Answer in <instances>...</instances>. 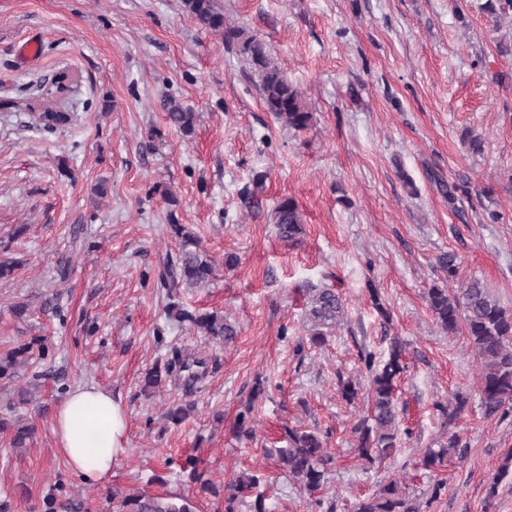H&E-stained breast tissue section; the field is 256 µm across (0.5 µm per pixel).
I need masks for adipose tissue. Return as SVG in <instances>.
<instances>
[{
  "instance_id": "ef3b65f1",
  "label": "adipose tissue",
  "mask_w": 512,
  "mask_h": 512,
  "mask_svg": "<svg viewBox=\"0 0 512 512\" xmlns=\"http://www.w3.org/2000/svg\"><path fill=\"white\" fill-rule=\"evenodd\" d=\"M127 423L122 406L95 385L69 391L55 413L56 445L70 470L85 480H107L126 451Z\"/></svg>"
}]
</instances>
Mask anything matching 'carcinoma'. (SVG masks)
<instances>
[{"label":"carcinoma","mask_w":512,"mask_h":512,"mask_svg":"<svg viewBox=\"0 0 512 512\" xmlns=\"http://www.w3.org/2000/svg\"><path fill=\"white\" fill-rule=\"evenodd\" d=\"M185 7L197 23L224 36V43L235 44L254 70L265 109L275 115L285 126L294 130L306 129L312 119L301 89L288 78L273 60L264 42L250 36L241 27L226 23L224 11L217 0H184ZM51 101L39 105L35 115L38 123L54 130L67 119L66 113L48 108ZM169 123L189 135L194 130L195 113L184 110L172 100L161 103ZM275 224L279 237L286 242H296L303 233V216L298 203L291 197L282 199L275 210ZM169 232L177 244L176 260L166 262L158 270L160 287L168 297L182 288H201L214 278L216 266L202 246V241L182 224L169 225ZM438 267L453 280L458 275L457 256L443 253L436 259ZM427 304L439 326L450 334L465 332L475 355L480 360L482 372L479 394L485 416H500L512 412V309L500 301L480 281L472 280L454 290L434 287L428 291ZM335 293L325 290L317 299L315 313L329 317L339 309ZM168 316L179 322H190L200 333L217 344L232 341L237 336L236 327L224 314L212 312L192 313L171 303L166 308ZM362 360L370 373V400L368 421L357 427L359 455L371 460L390 456L397 448L400 430L396 402V383L407 370L405 350L401 342L390 343L388 352L377 358L367 353ZM205 364L204 359L177 352L174 357L158 362L145 376V384L157 387L177 372L187 373L186 381L197 379L190 373L194 366ZM288 446L268 449L288 476L313 495L322 489L333 457L325 449L318 434L313 431L293 429L287 431ZM464 454L460 437L450 433L439 442L438 448H428L420 458V465L432 470L448 457L449 452ZM255 475L240 478L227 486L232 494L225 498L226 512H234L233 503L238 494L257 487ZM119 500L116 512H194L187 498L176 494L150 495L145 492L113 494ZM420 500L406 493L395 481L382 483L376 490L359 501L355 512H420Z\"/></svg>","instance_id":"1"}]
</instances>
